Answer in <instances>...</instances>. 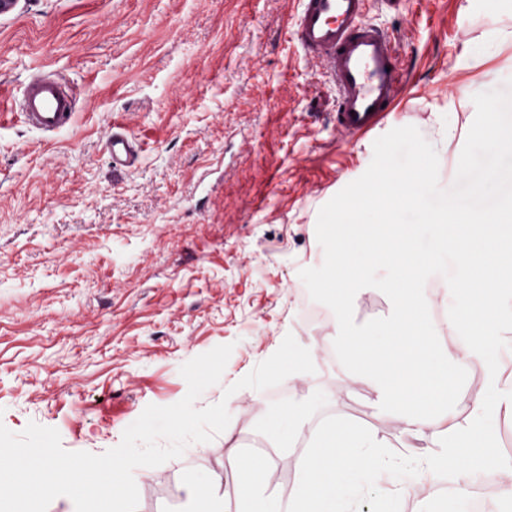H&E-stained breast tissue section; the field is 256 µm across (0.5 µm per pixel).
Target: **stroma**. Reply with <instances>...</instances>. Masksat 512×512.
Instances as JSON below:
<instances>
[{
  "instance_id": "35a3bbf8",
  "label": "stroma",
  "mask_w": 512,
  "mask_h": 512,
  "mask_svg": "<svg viewBox=\"0 0 512 512\" xmlns=\"http://www.w3.org/2000/svg\"><path fill=\"white\" fill-rule=\"evenodd\" d=\"M298 0H18L0 13V423L58 430L64 449L101 454L151 404L180 401L181 366L233 351L197 407L227 400L231 421L181 457L135 469L137 512L186 506L194 468L235 480L229 454L262 443L255 423L275 393L323 391V412L360 422L391 449L396 425L336 356L305 382L224 390L281 336L326 340L331 307L318 213L358 179L376 138L415 126L450 188L474 94L512 79V0H371L395 39L404 91L360 139L336 127L332 86L292 34ZM61 74L77 99L53 138L13 106L31 70ZM140 143L113 168L114 127ZM371 273L357 323L389 311ZM404 512H469L452 476H431Z\"/></svg>"
}]
</instances>
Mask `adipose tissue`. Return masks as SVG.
<instances>
[{"label":"adipose tissue","mask_w":512,"mask_h":512,"mask_svg":"<svg viewBox=\"0 0 512 512\" xmlns=\"http://www.w3.org/2000/svg\"><path fill=\"white\" fill-rule=\"evenodd\" d=\"M429 167L422 157L413 174L378 177L361 188L357 201L373 207L378 222L337 216L324 277L333 344L349 378L370 387L373 408L394 418L403 447L422 449L414 490L444 471L464 486L489 479L512 497V460L501 456L496 433L500 417L512 415V381L503 376L504 360L512 358L503 342L512 333V200L490 214H431L437 235L433 248L422 250L415 228L393 216L418 203ZM445 255L456 272L427 291ZM369 267L392 273L385 284L389 313L376 334L350 317ZM473 365L482 378L465 394L461 378Z\"/></svg>","instance_id":"adipose-tissue-1"}]
</instances>
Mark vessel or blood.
Instances as JSON below:
<instances>
[{
    "instance_id": "b4317fda",
    "label": "vessel or blood",
    "mask_w": 512,
    "mask_h": 512,
    "mask_svg": "<svg viewBox=\"0 0 512 512\" xmlns=\"http://www.w3.org/2000/svg\"><path fill=\"white\" fill-rule=\"evenodd\" d=\"M368 0H299L294 32L303 49L336 89V125L346 136L367 134L396 99L403 76L395 40L365 22ZM23 122L52 137L70 127L76 102L63 79L35 71L18 103ZM113 167L131 166L139 155L126 133L109 142Z\"/></svg>"
}]
</instances>
